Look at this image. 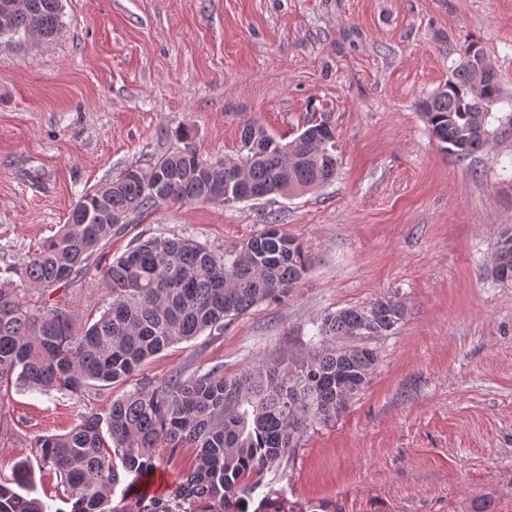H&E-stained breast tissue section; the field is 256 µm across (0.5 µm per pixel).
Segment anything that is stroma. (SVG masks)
<instances>
[{
    "mask_svg": "<svg viewBox=\"0 0 512 512\" xmlns=\"http://www.w3.org/2000/svg\"><path fill=\"white\" fill-rule=\"evenodd\" d=\"M62 12L52 41L0 39V276L59 231L84 191L127 168L149 170L188 143L206 162H234L246 121L288 141L326 109L332 182L230 207L164 206L107 242L112 259L156 236L221 253L267 215L308 260L281 302L170 346L139 376L293 365L327 313L401 300L404 322L370 342L366 388L265 482L305 512H512V282L490 273L512 226V128L501 127L512 114V0H62ZM471 42L501 97L495 136L461 159L438 147L421 103ZM108 301L90 277L50 294L82 321ZM122 392L9 391L0 478L31 462L27 494L62 512L65 489L36 465L33 442ZM196 454L160 453L151 493L174 496Z\"/></svg>",
    "mask_w": 512,
    "mask_h": 512,
    "instance_id": "1",
    "label": "stroma"
}]
</instances>
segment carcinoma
Returning a JSON list of instances; mask_svg holds the SVG:
<instances>
[{
	"label": "carcinoma",
	"instance_id": "cac0c4a2",
	"mask_svg": "<svg viewBox=\"0 0 512 512\" xmlns=\"http://www.w3.org/2000/svg\"><path fill=\"white\" fill-rule=\"evenodd\" d=\"M61 0H0V38L44 40L63 26ZM501 93L494 69L480 74L458 64L448 83L422 106L441 148L458 157L481 150L489 137V107ZM241 155L232 164L207 163L187 146L161 155L151 169H126L87 191L66 224L47 239L16 278H0V389L78 391L108 387L139 375L150 357L209 331L263 302H275L304 278L300 245L271 220L262 232L222 254L191 237H153L104 263L102 283L111 301L84 326L48 303L31 306L86 276L90 261L129 217L163 205L236 203L270 195L292 197L336 176V132L331 113L312 112L299 134L284 143L256 120L240 133ZM491 273L512 281V228L499 238ZM405 305L391 297L325 315L318 341L301 363L259 364L226 376L175 371L142 380L112 400L105 414L80 418L67 433L36 440L42 467L60 477L69 512H125L112 505L121 473L136 485L153 473L159 451L199 449L194 469L168 499L153 496L141 512H294L271 489L250 508L247 485L277 468L310 426L346 409L369 381L377 360L362 344L403 322ZM0 512H49L0 482Z\"/></svg>",
	"mask_w": 512,
	"mask_h": 512
}]
</instances>
